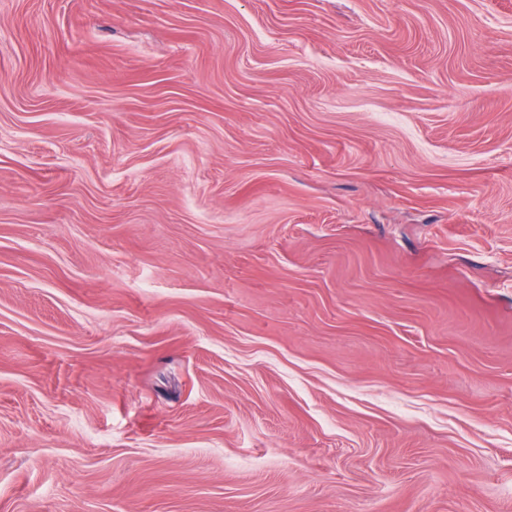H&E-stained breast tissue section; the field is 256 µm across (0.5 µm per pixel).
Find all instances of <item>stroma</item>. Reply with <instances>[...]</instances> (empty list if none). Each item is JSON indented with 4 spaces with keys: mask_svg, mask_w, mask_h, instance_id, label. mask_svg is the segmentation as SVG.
Here are the masks:
<instances>
[{
    "mask_svg": "<svg viewBox=\"0 0 512 512\" xmlns=\"http://www.w3.org/2000/svg\"><path fill=\"white\" fill-rule=\"evenodd\" d=\"M0 512H512V0H0Z\"/></svg>",
    "mask_w": 512,
    "mask_h": 512,
    "instance_id": "stroma-1",
    "label": "stroma"
}]
</instances>
